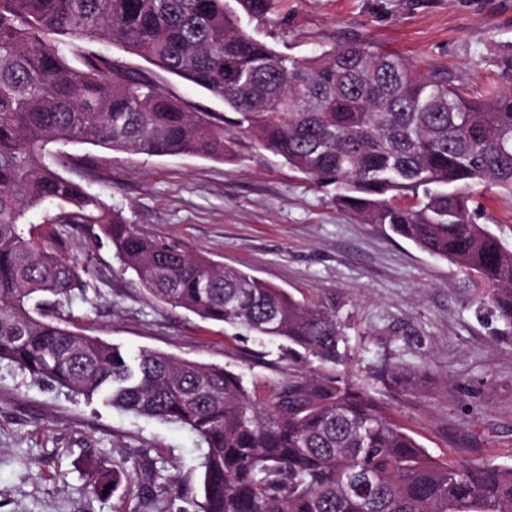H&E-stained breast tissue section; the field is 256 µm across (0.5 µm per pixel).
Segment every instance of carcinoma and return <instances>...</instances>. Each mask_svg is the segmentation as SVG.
I'll list each match as a JSON object with an SVG mask.
<instances>
[{"mask_svg": "<svg viewBox=\"0 0 512 512\" xmlns=\"http://www.w3.org/2000/svg\"><path fill=\"white\" fill-rule=\"evenodd\" d=\"M276 3L0 0V360L190 429L206 447L201 512H512V466L432 460L359 385L303 378L262 405L232 371L130 357L44 314L95 275L74 256L75 226L106 238L151 298L342 361L336 311L146 232L62 174L73 144L222 160L236 132L333 186L339 206L473 276L512 331V251L468 205L476 186L512 194V53L494 61L501 83L478 88L367 40L298 60L242 26L270 20ZM103 39L153 70L101 54ZM161 73L220 98L224 112L190 109ZM40 208L45 219L30 223ZM422 375L396 364L390 381ZM90 473L109 493L129 477L124 461Z\"/></svg>", "mask_w": 512, "mask_h": 512, "instance_id": "1", "label": "carcinoma"}]
</instances>
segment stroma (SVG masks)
I'll return each mask as SVG.
<instances>
[{"instance_id":"35a3bbf8","label":"stroma","mask_w":512,"mask_h":512,"mask_svg":"<svg viewBox=\"0 0 512 512\" xmlns=\"http://www.w3.org/2000/svg\"><path fill=\"white\" fill-rule=\"evenodd\" d=\"M247 29L304 59L368 40L477 85L512 51V0H279ZM67 177L145 231L245 271L309 306L334 305L347 336L340 364L294 354L151 299L107 242L74 241L95 271L56 315L128 355L151 350L239 374L260 402L308 375L350 372L435 460L512 464V334L478 301L471 278L388 227L364 224L332 192L241 135L234 152L127 156L69 146ZM470 207L512 249V196L475 190ZM423 366L421 386L386 381ZM205 448L188 429L121 412L0 361V512H200ZM138 466L103 496L88 461Z\"/></svg>"}]
</instances>
